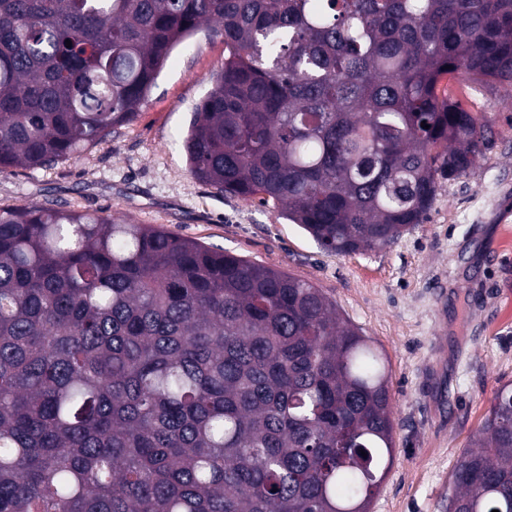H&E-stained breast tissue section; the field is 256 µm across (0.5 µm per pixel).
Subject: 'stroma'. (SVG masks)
I'll return each mask as SVG.
<instances>
[{
    "label": "stroma",
    "instance_id": "stroma-1",
    "mask_svg": "<svg viewBox=\"0 0 512 512\" xmlns=\"http://www.w3.org/2000/svg\"><path fill=\"white\" fill-rule=\"evenodd\" d=\"M224 64L200 30L175 46L136 118L76 159L0 173V205L46 199L160 227L312 282L382 352L395 459L371 512H445L451 474L496 390L512 383V106L477 82L447 83L485 116L493 143L440 182L423 223L393 243L336 255L259 199L217 191L182 146Z\"/></svg>",
    "mask_w": 512,
    "mask_h": 512
}]
</instances>
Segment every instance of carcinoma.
Returning <instances> with one entry per match:
<instances>
[{
  "mask_svg": "<svg viewBox=\"0 0 512 512\" xmlns=\"http://www.w3.org/2000/svg\"><path fill=\"white\" fill-rule=\"evenodd\" d=\"M203 28L224 67L191 172L328 253L393 243L492 145L444 76L512 92V0H0V172L129 124ZM394 432L372 340L312 283L130 218L0 206V512H369ZM451 485L448 512H512V384Z\"/></svg>",
  "mask_w": 512,
  "mask_h": 512,
  "instance_id": "cac0c4a2",
  "label": "carcinoma"
}]
</instances>
